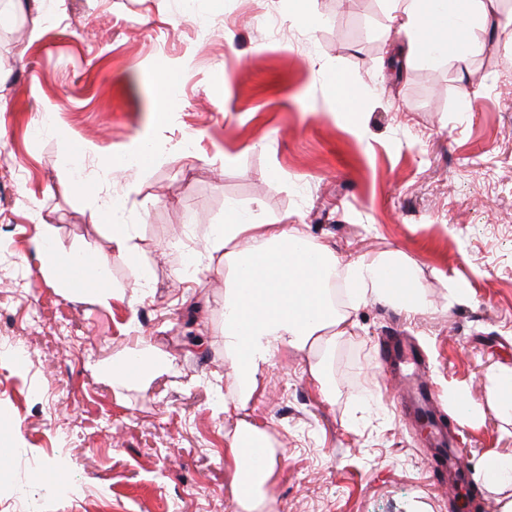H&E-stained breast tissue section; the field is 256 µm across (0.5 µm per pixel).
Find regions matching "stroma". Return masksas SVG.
<instances>
[{
  "mask_svg": "<svg viewBox=\"0 0 512 512\" xmlns=\"http://www.w3.org/2000/svg\"><path fill=\"white\" fill-rule=\"evenodd\" d=\"M0 12V512H234L228 440L268 435L274 509L499 512L511 488L480 471L512 453L488 376L512 367V45L481 33L466 61L397 67L386 0H7ZM57 24L45 25L47 11ZM309 19L299 25L298 15ZM483 78L461 93L468 72ZM167 79L164 100L154 88ZM349 84L361 134L330 113ZM54 114L42 124L43 114ZM192 150H185V143ZM154 159L104 177L137 145ZM284 217L342 262L399 251L430 309L368 298L352 335L283 349L247 408L224 352L221 261L186 274L205 225ZM133 227L137 265L109 222ZM90 252L119 298L71 293L44 242ZM426 363L467 485L398 398ZM155 347L163 372L114 382L113 360ZM326 365L325 399L310 366ZM59 467L62 489L38 481Z\"/></svg>",
  "mask_w": 512,
  "mask_h": 512,
  "instance_id": "1",
  "label": "stroma"
}]
</instances>
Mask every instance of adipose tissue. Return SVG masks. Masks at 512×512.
Returning <instances> with one entry per match:
<instances>
[{"label":"adipose tissue","instance_id":"obj_1","mask_svg":"<svg viewBox=\"0 0 512 512\" xmlns=\"http://www.w3.org/2000/svg\"><path fill=\"white\" fill-rule=\"evenodd\" d=\"M391 3L409 63H433L446 54L466 60L480 31L512 40V15L500 14L496 0ZM202 242L204 255L223 259L235 276L224 296V351L236 374L237 411L245 409L280 349L302 350L324 335L333 340L350 335L353 322L336 312L324 288L335 276L352 287L353 303L375 297L409 312L425 307L414 263L395 252L345 264L326 245L310 242L298 225L278 218L254 222L233 216L208 225ZM248 442L263 447L264 436L244 421L227 444L235 498L242 506L248 502L245 483L259 486L266 479L246 474Z\"/></svg>","mask_w":512,"mask_h":512}]
</instances>
